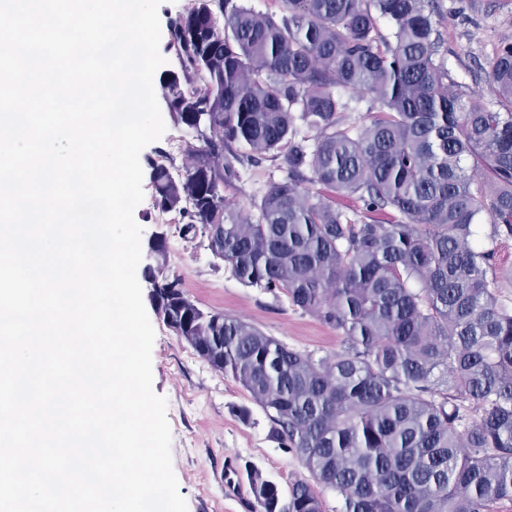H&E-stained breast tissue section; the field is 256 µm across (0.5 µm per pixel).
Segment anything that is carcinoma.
I'll use <instances>...</instances> for the list:
<instances>
[{
    "mask_svg": "<svg viewBox=\"0 0 512 512\" xmlns=\"http://www.w3.org/2000/svg\"><path fill=\"white\" fill-rule=\"evenodd\" d=\"M435 2L279 0L277 16L194 0L167 22L174 62L155 93L194 141L181 171L146 159L155 206L242 285L286 295L343 342L317 357L204 311L165 273L167 235L152 239L155 310L199 337L312 477L284 506L249 470L256 512H323L319 486L340 512L512 503V306L499 292L512 269L494 262L512 238V42L487 73L491 105L468 100L437 59ZM340 89L377 111L346 122ZM258 155L285 176L254 219L224 190Z\"/></svg>",
    "mask_w": 512,
    "mask_h": 512,
    "instance_id": "1",
    "label": "carcinoma"
}]
</instances>
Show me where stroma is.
Returning a JSON list of instances; mask_svg holds the SVG:
<instances>
[{"label":"stroma","mask_w":512,"mask_h":512,"mask_svg":"<svg viewBox=\"0 0 512 512\" xmlns=\"http://www.w3.org/2000/svg\"><path fill=\"white\" fill-rule=\"evenodd\" d=\"M438 12L445 39L441 53L449 68L476 101L491 103L486 73L498 42H512V0H438ZM276 171L268 160L245 166L225 195L236 208L252 211ZM142 187L144 199L134 211L143 229L141 241L149 243L156 232L167 231L168 270L181 276L200 308L252 323L289 347L319 357L341 349L334 329L296 310L285 295L243 286L198 242L181 239L175 225H161L150 181ZM144 306L155 330L153 389L168 403L172 465L188 512H252L251 468L288 495L292 483L308 472L271 438L263 411L252 407L248 393L232 377L214 370L175 336L152 301ZM247 406L252 417L245 422L239 410Z\"/></svg>","instance_id":"1"}]
</instances>
